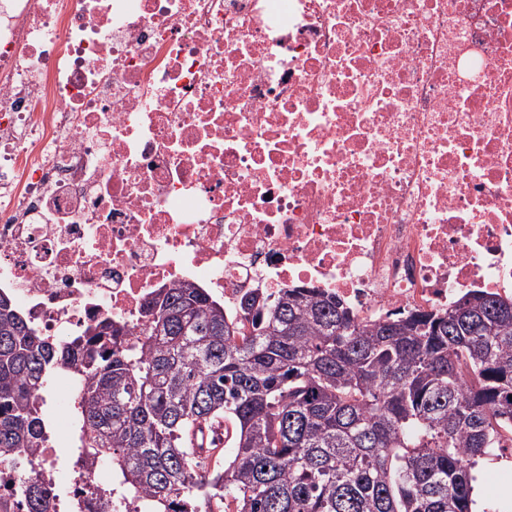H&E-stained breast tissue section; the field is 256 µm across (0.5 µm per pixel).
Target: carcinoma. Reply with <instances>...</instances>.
<instances>
[{"instance_id": "carcinoma-1", "label": "carcinoma", "mask_w": 512, "mask_h": 512, "mask_svg": "<svg viewBox=\"0 0 512 512\" xmlns=\"http://www.w3.org/2000/svg\"><path fill=\"white\" fill-rule=\"evenodd\" d=\"M144 318L138 345L108 321L52 345L0 294V467L23 473L17 449L45 438L34 400L62 365L76 451L110 461L101 495L131 512H473L471 470L512 430V301L491 293L364 324L311 288L247 295L233 318L184 283ZM18 512H53L45 485L18 480Z\"/></svg>"}]
</instances>
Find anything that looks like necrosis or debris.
Returning <instances> with one entry per match:
<instances>
[{"label":"necrosis or debris","instance_id":"necrosis-or-debris-1","mask_svg":"<svg viewBox=\"0 0 512 512\" xmlns=\"http://www.w3.org/2000/svg\"><path fill=\"white\" fill-rule=\"evenodd\" d=\"M183 282L512 300V0H0V293L130 345ZM37 403L55 512H123L71 459L72 369Z\"/></svg>","mask_w":512,"mask_h":512}]
</instances>
